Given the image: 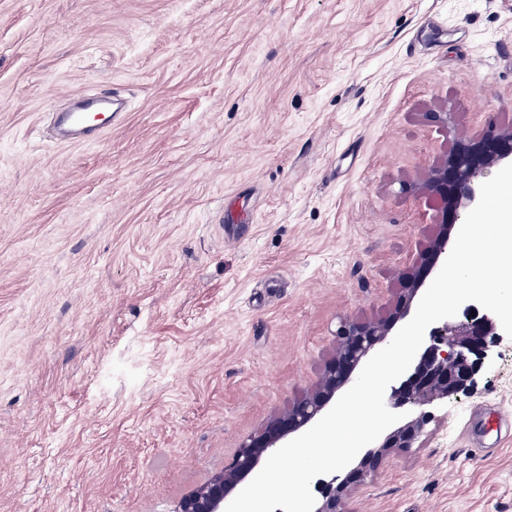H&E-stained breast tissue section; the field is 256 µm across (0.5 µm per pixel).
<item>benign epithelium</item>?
Returning <instances> with one entry per match:
<instances>
[{
	"label": "benign epithelium",
	"instance_id": "benign-epithelium-1",
	"mask_svg": "<svg viewBox=\"0 0 512 512\" xmlns=\"http://www.w3.org/2000/svg\"><path fill=\"white\" fill-rule=\"evenodd\" d=\"M512 164V128L492 131L480 138L461 142L448 158L429 172L423 190L443 203L438 235L409 272L394 313L374 321H343L336 331V348L325 364L316 385L293 400L288 409L273 415L257 432L242 441L232 460L207 482L183 496L175 512H225L226 499L258 473L277 445L312 423L331 402L336 392L348 385L369 353L384 343L396 323L404 317L419 289L448 254L450 228L458 224L461 209L480 196L478 178L496 166ZM495 324L488 316L470 315L461 322L446 320L429 331V341L414 357L406 378L391 389L387 405L393 409L410 406L418 410L407 426L388 434L370 450L360 465L340 471L316 487L313 512H345L344 499L370 479L393 449L414 447L434 414L426 409L437 399L465 392L475 383L494 343Z\"/></svg>",
	"mask_w": 512,
	"mask_h": 512
}]
</instances>
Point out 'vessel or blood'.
<instances>
[{"label": "vessel or blood", "mask_w": 512, "mask_h": 512, "mask_svg": "<svg viewBox=\"0 0 512 512\" xmlns=\"http://www.w3.org/2000/svg\"><path fill=\"white\" fill-rule=\"evenodd\" d=\"M118 99V94L108 91L73 97L71 106L54 117V126L61 140L98 143L112 123L110 113L117 110Z\"/></svg>", "instance_id": "b4317fda"}]
</instances>
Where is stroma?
<instances>
[{
	"label": "stroma",
	"instance_id": "obj_1",
	"mask_svg": "<svg viewBox=\"0 0 512 512\" xmlns=\"http://www.w3.org/2000/svg\"><path fill=\"white\" fill-rule=\"evenodd\" d=\"M123 92L95 145L70 96ZM512 127V0H0V512H174L393 312ZM346 512H512V338Z\"/></svg>",
	"mask_w": 512,
	"mask_h": 512
}]
</instances>
